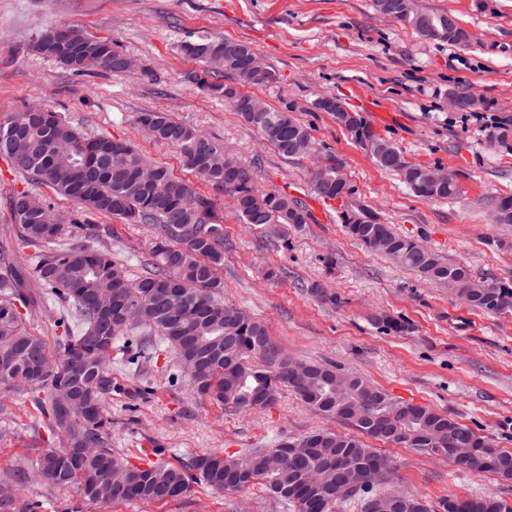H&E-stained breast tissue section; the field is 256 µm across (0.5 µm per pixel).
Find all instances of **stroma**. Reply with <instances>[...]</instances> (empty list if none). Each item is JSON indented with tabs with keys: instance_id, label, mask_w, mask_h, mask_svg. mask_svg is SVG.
<instances>
[{
	"instance_id": "stroma-1",
	"label": "stroma",
	"mask_w": 512,
	"mask_h": 512,
	"mask_svg": "<svg viewBox=\"0 0 512 512\" xmlns=\"http://www.w3.org/2000/svg\"><path fill=\"white\" fill-rule=\"evenodd\" d=\"M417 0L420 9L449 12L473 35L468 48L428 42L394 19L380 17L372 0H0V113L27 104L61 112L81 132L129 141L156 164L192 180L176 149L150 140L138 113L161 111L190 124L252 169L260 189L311 204L316 158H282L224 102L209 99L192 79L199 66L180 52L201 36L244 41L278 81L256 89L277 110L292 109L318 146L335 154L355 199L395 230L474 278L512 286V225L493 223L491 202L512 194V142L491 144L497 126L512 124V0ZM70 24L87 35L112 39L136 65L113 74H76L29 49L49 26ZM472 93L484 107L460 112L450 93ZM324 96L342 99L409 161L456 173L462 193L448 201L415 196L394 173L380 169L340 128L316 109ZM40 195L62 220L78 212L37 181L13 172L0 157V248L22 254L9 208L13 192ZM288 227L283 239L241 224L227 196L217 198L224 221V298L266 324L288 355L332 363L399 400L447 413L498 447L512 449V311L470 309L413 271L392 264L349 238L335 213ZM104 240L130 274H140L155 235L144 224L101 219ZM282 270L278 279L268 269ZM319 284L338 298L310 294ZM388 314L407 333L382 330ZM112 352V447L140 464L167 462L223 450L237 454L276 447L322 427L300 399L283 392L275 404L251 413L201 404L191 396L177 359L161 348L154 370L124 364ZM10 415L0 416V481L11 477L40 440L35 410L17 391ZM392 474L385 490L422 496L431 505L453 497L492 495L512 504V480L472 473L412 448L382 445ZM82 512H287L261 486L216 494L198 484L163 504L132 501Z\"/></svg>"
}]
</instances>
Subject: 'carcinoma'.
Returning <instances> with one entry per match:
<instances>
[{"instance_id": "carcinoma-1", "label": "carcinoma", "mask_w": 512, "mask_h": 512, "mask_svg": "<svg viewBox=\"0 0 512 512\" xmlns=\"http://www.w3.org/2000/svg\"><path fill=\"white\" fill-rule=\"evenodd\" d=\"M373 6L410 27L426 41L456 47L472 44V35L448 12L406 13L399 0H372ZM71 53L50 45L45 33L30 44L36 54L75 72L92 68L122 72L114 62L122 50L111 40L85 35L69 26ZM181 53L201 63L193 76L208 95L229 102L233 111L254 127L265 143L288 158L307 156L315 146L310 130L288 112L269 108L257 97L220 81L231 74L242 86H270L276 72L249 67L254 50L245 42L219 37L187 40ZM315 107L333 115L350 139L382 169L394 172L416 196L438 201L454 199L461 189L455 173L440 183H429L413 163L377 135L357 112H350L331 96ZM138 126L156 141L179 152L182 165L217 193L237 196L236 212L243 223L260 231L276 224H306L311 213L299 200L276 190L257 188L252 170L198 129L165 112H141ZM106 140L74 129L57 112L27 106L0 115V155L18 173L49 186L57 195L79 205L81 214L119 218L127 224H147L156 233L150 259L140 276H129L124 264L104 244L99 226L71 220L72 242L60 244L63 227L55 223L53 208L30 192H18L10 201L17 233L34 253L11 265L0 276V412L4 400L25 382L37 410V424L59 445H47L14 473L22 481L37 473L47 485L71 493L70 512L85 504L104 508L131 501L165 503L184 497L195 484L224 493V474L249 470L236 491L265 487L292 512H333L336 503L370 494L365 512L378 500L392 499L396 512H430L421 498L394 491L375 494L389 481L388 458L362 440L413 448L444 455L472 472H492L512 479V449L497 447L472 428L435 409L392 398L384 390L329 364L289 358L269 336L264 323L252 318L224 297V224L216 200L176 177L168 168L149 163L129 142L122 153L101 155L97 163L87 155ZM334 155L312 181L314 196L341 203L345 232L368 250L389 257L417 272L426 281L446 288L467 306L490 312L512 311V288L493 280L476 281L470 270L445 261L421 242L397 234L373 212L353 202L354 189L340 173ZM496 224H512V195L492 200ZM119 286L125 308L136 307L131 321L126 313L96 304L102 289ZM64 302L75 314V324L56 320L55 348L46 337L30 332L29 312L49 311ZM157 334L173 349L180 364H192L187 375L192 392L213 405L247 413L255 409L257 390L277 396L294 393L325 419L353 429L342 433L317 429L276 448L253 449L224 456L212 450L177 465L163 461L137 466L112 449V349L127 340L135 328ZM476 449L461 460L452 448ZM512 512V506L494 497H454L440 502V512ZM37 501L15 495L0 500V512H38Z\"/></svg>"}]
</instances>
